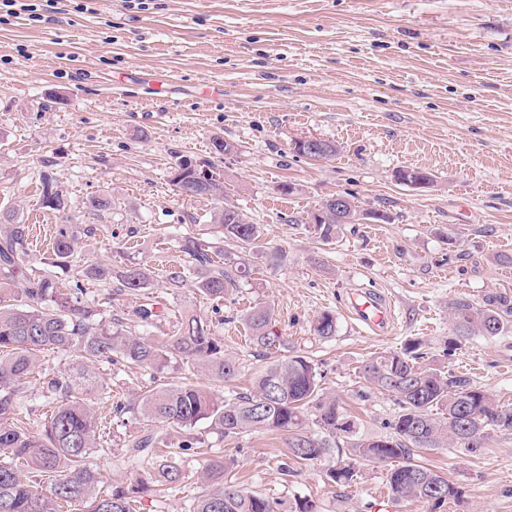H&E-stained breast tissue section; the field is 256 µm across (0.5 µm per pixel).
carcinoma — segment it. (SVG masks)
I'll return each mask as SVG.
<instances>
[{"mask_svg":"<svg viewBox=\"0 0 512 512\" xmlns=\"http://www.w3.org/2000/svg\"><path fill=\"white\" fill-rule=\"evenodd\" d=\"M214 164L186 159L174 183L195 196L224 197V181L213 171ZM41 204L63 211L67 207L54 174L41 175ZM345 209L323 202L325 218L314 225L325 241L336 238L344 224L358 220L360 206L350 193ZM218 223L224 238L239 249L229 262L214 259L210 249L197 238L182 240V251L207 275L198 290L219 301L233 294L241 281L253 274V262L266 258L273 263L279 254L256 250L261 237L259 225L234 206L226 205ZM79 230L74 224L59 225L53 241L55 262L65 263L76 251ZM30 254L25 228L14 223V214L0 216V512H133L138 494L150 485L176 489L184 479L180 452L192 448L187 441L175 451H163L165 436L147 430L125 444L128 460L150 464L137 484L117 487L108 494L98 490L99 474L85 464L93 452L103 449L101 424L91 408L77 396L97 387L91 365L115 364L159 370L171 361L187 366L189 373L206 371L212 378L229 381L239 370L238 361L224 353L222 339L209 323L194 314L177 321L166 345L159 346L124 329L100 327L96 310L81 297H62L54 279L27 274ZM151 272L140 265L119 275L120 291L138 295L148 288ZM141 323L154 324L161 317L159 303L145 296L134 310ZM273 311L264 305L250 308L244 320L256 345L269 348L279 337L270 329ZM454 336L448 349L461 346L471 336H498L512 326V299L491 294L481 303L458 298L451 303ZM336 316L321 313L314 334L322 339L336 335ZM420 343L410 341L399 351L371 358L363 377L377 389L391 393L399 411L388 424V434H361L336 398L323 392L321 374L305 355L291 354L271 364L257 379L253 391L224 399L198 386L160 384L131 402L118 403L113 410L137 413L146 422L192 429L204 423L210 430L233 436L250 430L286 431L290 435L288 457L282 474L291 477L294 466L325 465V478L348 486L368 464H387L388 495L397 502L415 501L438 512L450 501L461 498L460 487L416 460L420 451L447 446L475 453L495 431H512V405L476 387L464 375L445 373L420 363ZM71 353L77 364L61 376H43L44 397L57 402L42 433H29L28 421L35 408L28 405L27 379L42 371L40 354ZM23 461L34 479L20 477ZM221 459H211L203 479L211 490L196 497L193 512H317L309 499L285 502L233 484L224 478ZM50 481L49 493L38 485Z\"/></svg>","mask_w":512,"mask_h":512,"instance_id":"obj_1","label":"carcinoma"}]
</instances>
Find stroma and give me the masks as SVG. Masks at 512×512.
<instances>
[{
    "label": "stroma",
    "instance_id": "obj_1",
    "mask_svg": "<svg viewBox=\"0 0 512 512\" xmlns=\"http://www.w3.org/2000/svg\"><path fill=\"white\" fill-rule=\"evenodd\" d=\"M52 90L62 103H48ZM305 135L335 143L336 156H296L293 142ZM217 136L235 153L214 154ZM182 157L213 162L224 199L182 194L171 181ZM400 169L434 182L401 183ZM45 170L69 201L66 213L39 202ZM343 192L372 216L323 242L309 214ZM95 194L111 196V210L87 211ZM226 203L261 225L264 247L281 258L257 261L252 279L216 302L199 292L204 272L181 241L200 238L217 259L235 253L214 221ZM0 211L24 225L33 269L66 293L81 284L98 322L119 320L162 343L181 315L195 314L240 366L222 383L174 363L157 372L102 363L113 401L187 380L225 396L249 392L269 364L299 351L360 431L381 434L398 406L362 367L415 339L428 364L512 403V329L447 349L453 300L512 298V264L500 261L512 257V0H56L35 21L2 16ZM66 220L83 234L68 264L57 265L52 243ZM90 263L116 275L133 263L149 268L160 321L140 326L138 297L81 279ZM175 269L183 281L170 279ZM357 291L390 300L387 330L351 317ZM259 304L273 309L282 345L251 341L243 318ZM324 311L338 323L329 339L313 332ZM98 414L113 447L87 463L104 487L129 485L140 471L125 462L122 443L147 425L132 413ZM164 432L174 445L195 439L182 487L139 498L136 512H192L206 489L203 468L219 456L229 480L266 496H302L318 512H377L386 467H366L346 487L318 466L285 479L287 432L224 437L202 424ZM421 462L462 487L446 512H512L511 432L494 433L478 452L439 448Z\"/></svg>",
    "mask_w": 512,
    "mask_h": 512
}]
</instances>
